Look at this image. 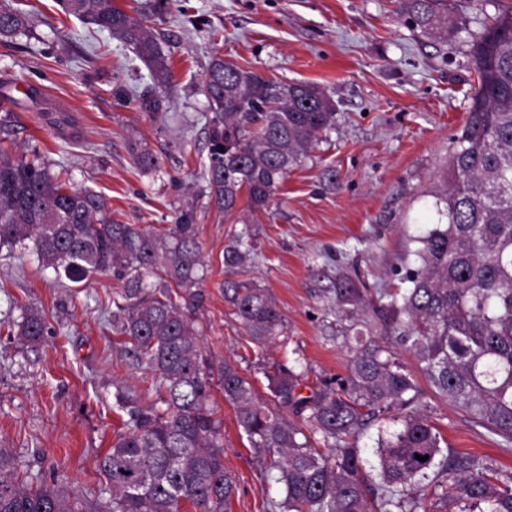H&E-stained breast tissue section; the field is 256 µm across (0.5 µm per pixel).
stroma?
<instances>
[{
  "label": "stroma",
  "mask_w": 512,
  "mask_h": 512,
  "mask_svg": "<svg viewBox=\"0 0 512 512\" xmlns=\"http://www.w3.org/2000/svg\"><path fill=\"white\" fill-rule=\"evenodd\" d=\"M116 2L130 13L160 7L155 27L171 83L155 87L128 48L66 15L58 0H21L25 32L0 40V81L11 83L0 96L7 147L20 156L36 148L51 168L67 166L72 186L106 197L121 223L159 230L193 209L205 301L186 315L204 350L236 366L258 403L272 404L266 375L278 367L300 375L302 395L339 388L351 337L388 334L380 298L404 288L406 269L418 265L417 239L437 220L432 193L476 84L473 37L512 0H448L456 29L445 40L415 31L399 0ZM216 55L265 77L317 84L336 106L334 125L289 172L270 209L243 221L210 206L203 176L211 118L204 75ZM133 140L157 157L158 171L137 168ZM236 238L248 252L241 278L270 293L283 315L263 345L219 288L224 250ZM54 277L31 250L0 256V321L31 306L48 322L34 348L0 329V447L22 471L88 502L102 496L96 459L122 425L113 381L142 399L147 385L115 352L119 281L101 273L65 289ZM344 283L359 289L356 303H337ZM415 382L421 413L450 448L512 470V453L495 435L423 377ZM209 406L223 425L224 466L237 481L228 512H265L278 485L220 389Z\"/></svg>",
  "instance_id": "obj_1"
}]
</instances>
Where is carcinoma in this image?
Listing matches in <instances>:
<instances>
[{
  "label": "carcinoma",
  "instance_id": "cac0c4a2",
  "mask_svg": "<svg viewBox=\"0 0 512 512\" xmlns=\"http://www.w3.org/2000/svg\"><path fill=\"white\" fill-rule=\"evenodd\" d=\"M63 11L129 47L153 83L171 69L150 25L116 0H60ZM405 20L423 33L448 34L454 21L445 0H400ZM26 14L0 8V38L25 29ZM477 83L466 121L454 138L440 186L437 222L418 238L419 266L409 287L386 295V341L354 337L348 378L340 390L297 392L298 375H267L278 408L255 401L252 385L230 363L204 353L181 302L199 306L201 262L193 212L160 231L112 219L106 199L70 187L69 169L51 171L35 152L18 157L0 145V252L32 247L46 269L71 283L112 272L123 282L113 300L112 328L120 350L136 362L156 394L142 403L121 386L115 404L123 431L97 466L106 501L77 511L66 493L39 474L20 475L14 454L0 448V512H224L236 490L224 469L220 421L207 407L213 385L237 409L250 446L283 496L266 512H512V472L485 457L442 446L443 437L419 410L421 393L396 358L410 351L434 393L470 414L512 451V8L497 10L473 40ZM212 117L206 190L229 217L246 197L247 212L265 211L288 176L335 122L336 107L314 84L287 83L244 70L221 57L205 74ZM137 167L157 169L156 157L130 145ZM241 245L224 251L225 271L244 263ZM154 274L160 286L143 281ZM224 298L259 344L282 325L274 299L243 280L226 279ZM13 333L35 347L47 333L42 311L27 308ZM309 412L310 433L280 410ZM385 416L378 436V478L367 473L356 437ZM428 456L425 461L416 456Z\"/></svg>",
  "mask_w": 512,
  "mask_h": 512
}]
</instances>
